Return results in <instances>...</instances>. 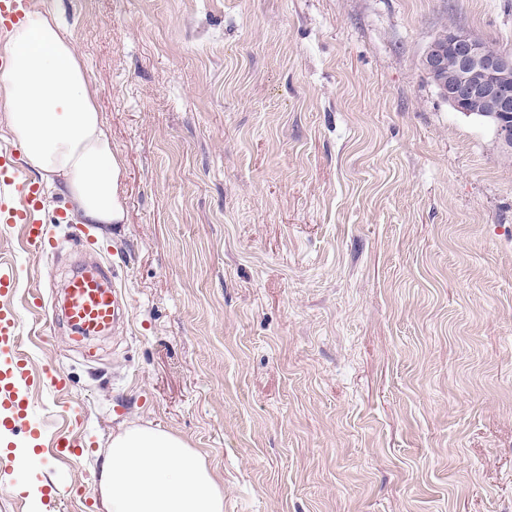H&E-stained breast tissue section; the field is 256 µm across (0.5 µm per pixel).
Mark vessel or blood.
I'll return each instance as SVG.
<instances>
[{
  "instance_id": "vessel-or-blood-1",
  "label": "vessel or blood",
  "mask_w": 512,
  "mask_h": 512,
  "mask_svg": "<svg viewBox=\"0 0 512 512\" xmlns=\"http://www.w3.org/2000/svg\"><path fill=\"white\" fill-rule=\"evenodd\" d=\"M31 0H0V30L19 20ZM43 187L15 169L9 150H0V224H19L28 245L38 253L47 250V232L37 215L44 208ZM124 291L118 273L104 269L79 271L67 280L63 315L67 328L76 336H97L111 330L118 319ZM21 326L18 314L0 308V433L31 414L30 404L18 392L25 376L27 359L20 350ZM78 441L67 434L57 435L49 454L39 457L43 469H54L57 461L80 456Z\"/></svg>"
}]
</instances>
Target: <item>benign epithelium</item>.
Wrapping results in <instances>:
<instances>
[{"label":"benign epithelium","instance_id":"obj_1","mask_svg":"<svg viewBox=\"0 0 512 512\" xmlns=\"http://www.w3.org/2000/svg\"><path fill=\"white\" fill-rule=\"evenodd\" d=\"M423 67L457 112H480L491 120L502 144L512 148V53L457 26L439 33Z\"/></svg>","mask_w":512,"mask_h":512}]
</instances>
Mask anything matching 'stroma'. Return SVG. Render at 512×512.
I'll use <instances>...</instances> for the list:
<instances>
[{"label":"stroma","mask_w":512,"mask_h":512,"mask_svg":"<svg viewBox=\"0 0 512 512\" xmlns=\"http://www.w3.org/2000/svg\"><path fill=\"white\" fill-rule=\"evenodd\" d=\"M58 12L123 155V331L76 343L56 299L84 251L0 233L57 463L56 506L103 512L114 435L171 432L224 512H512V149L422 67L457 25L512 52V0H33ZM83 453V448L71 435L59 434L52 442V450L45 455L39 453V465L46 470H53L56 462L62 459L78 457Z\"/></svg>","instance_id":"1"}]
</instances>
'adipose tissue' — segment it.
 <instances>
[{
  "instance_id": "1",
  "label": "adipose tissue",
  "mask_w": 512,
  "mask_h": 512,
  "mask_svg": "<svg viewBox=\"0 0 512 512\" xmlns=\"http://www.w3.org/2000/svg\"><path fill=\"white\" fill-rule=\"evenodd\" d=\"M6 52L0 109L27 162L57 181L85 223H111L112 140L56 14L26 12ZM100 477L106 512H224V490L202 454L161 429L132 426L114 436Z\"/></svg>"
}]
</instances>
